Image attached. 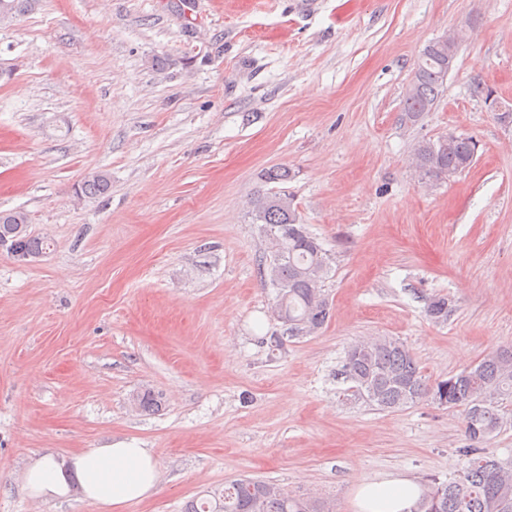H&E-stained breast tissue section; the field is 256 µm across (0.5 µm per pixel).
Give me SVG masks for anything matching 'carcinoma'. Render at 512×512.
Wrapping results in <instances>:
<instances>
[{"mask_svg":"<svg viewBox=\"0 0 512 512\" xmlns=\"http://www.w3.org/2000/svg\"><path fill=\"white\" fill-rule=\"evenodd\" d=\"M40 2L0 0V20L29 15ZM457 46L456 34L448 33L424 47L405 93L406 121L415 124L434 108L449 74L448 58L457 57ZM475 156L472 138L452 134L417 142L412 165L418 182L432 187L470 168ZM110 188V178L98 171L85 177L79 193L96 197ZM253 205L270 254L263 275L266 284L276 290L273 315L288 326L289 336H310L328 322L332 312L324 291L329 273L326 252L301 222L285 191H259ZM3 238L9 241L12 256L37 260L49 248L45 238L28 230V217L22 211L0 212ZM448 312V298L436 294L427 300L431 320L446 321ZM341 372L357 394L380 410H400L425 398L463 410L470 444L461 452L468 465L452 481L428 479L413 512H512V463L502 462L485 448L503 424L504 403L512 400V346L488 353L458 374L431 382L403 342L379 336L351 345ZM184 512H336V507L270 481L244 478L229 483L221 496L189 502Z\"/></svg>","mask_w":512,"mask_h":512,"instance_id":"carcinoma-1","label":"carcinoma"}]
</instances>
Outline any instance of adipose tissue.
Instances as JSON below:
<instances>
[{
	"mask_svg": "<svg viewBox=\"0 0 512 512\" xmlns=\"http://www.w3.org/2000/svg\"><path fill=\"white\" fill-rule=\"evenodd\" d=\"M159 483L150 449L116 444L58 461L32 460L24 473L29 496L40 500L67 497L72 489L107 512H122L133 502L150 497ZM422 493L414 478L390 475L361 484L354 497L355 512H413Z\"/></svg>",
	"mask_w": 512,
	"mask_h": 512,
	"instance_id": "obj_1",
	"label": "adipose tissue"
}]
</instances>
